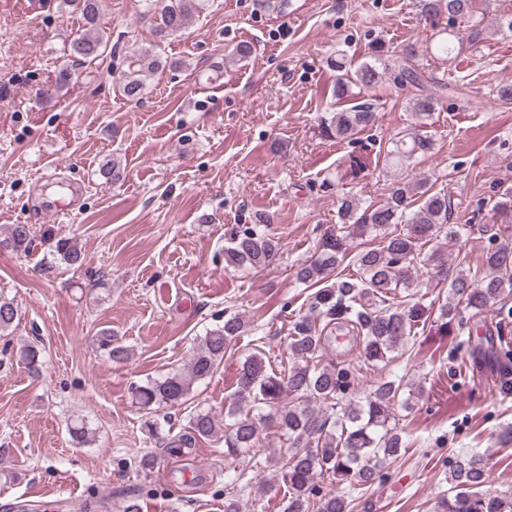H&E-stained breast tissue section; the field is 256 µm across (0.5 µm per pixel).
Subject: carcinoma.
<instances>
[{
    "label": "carcinoma",
    "instance_id": "cac0c4a2",
    "mask_svg": "<svg viewBox=\"0 0 512 512\" xmlns=\"http://www.w3.org/2000/svg\"><path fill=\"white\" fill-rule=\"evenodd\" d=\"M84 25L72 41L73 52L88 63L104 53V34L100 28L101 0H73ZM204 0H168L161 10L159 35L176 36L203 10ZM423 12L436 17L448 14V21H466L475 13L474 0H421ZM453 30L435 41L440 57L461 53L462 41H453ZM415 49L407 47L392 54L378 68L364 64L349 72L336 62V98L349 96L356 82L371 87L386 77L399 83L416 82ZM161 61L147 50L135 56L120 78V90L130 100H138L147 81ZM418 117L435 110V98L419 94L410 103ZM371 105L361 103L334 113L323 131L338 139H348L374 124ZM430 136L408 133L393 142L387 152L390 164L399 166L418 153L431 150ZM339 219L360 233L376 232L380 241L357 255L359 274L336 280L310 294L309 313L290 323L287 354L291 366L276 371L266 354L255 348L243 361L224 417L199 411L189 419L188 431L170 442L176 448H191L202 439H224V454L229 457L258 456L262 452L263 432L273 431L287 441L278 457L282 480L288 484V497L281 512H350L351 493L370 487L387 477L390 466L404 456L411 444L405 429L395 418V406L412 408L411 400L423 392L421 382L404 375H388L363 391V378L379 365L387 366L399 358V352L415 340L416 328L428 308L401 296L420 287L418 268L423 246L443 237L462 236L463 228L448 223V195L431 192L427 182L395 183L386 201L378 206H362L350 194L341 199ZM394 224L409 226L406 233H394ZM34 231L30 224H12L0 247L14 252L31 249ZM280 243L268 230V224H244L230 237L224 248V264L234 269L264 268L275 259ZM54 258L74 266L82 253L74 237L60 236L53 246ZM344 257L343 240L336 234L326 236L318 258L301 266L296 278L316 285L326 279ZM431 277L448 282V296L438 308L440 328L461 332L469 318L490 309L505 291H512V245L502 242L489 248L476 270L465 262L448 267V258L439 250L428 257ZM17 316L11 301H0V330L8 329ZM247 331L240 315L224 318L209 329L193 353L189 365L167 375L131 387L137 404L145 410L157 406L179 407L185 404L194 386L212 376L224 361L230 344ZM346 332L358 340L360 359L324 360ZM490 346L488 356L498 366L497 397L512 399V342L502 335ZM103 357L114 363L130 358V348L112 338L108 331L98 338ZM20 361L37 371L40 350L26 345ZM492 466L485 457L472 452L459 457L448 476V493L432 506V512H512V494L484 491L490 482ZM325 476L336 482V489L325 492L315 478ZM238 479L225 485L224 512H243Z\"/></svg>",
    "mask_w": 512,
    "mask_h": 512
}]
</instances>
